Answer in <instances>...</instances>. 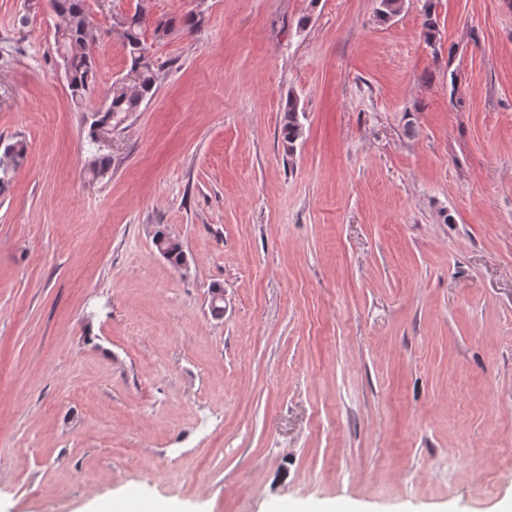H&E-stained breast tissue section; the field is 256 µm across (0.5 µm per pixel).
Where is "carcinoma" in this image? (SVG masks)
<instances>
[{"label":"carcinoma","instance_id":"1","mask_svg":"<svg viewBox=\"0 0 512 512\" xmlns=\"http://www.w3.org/2000/svg\"><path fill=\"white\" fill-rule=\"evenodd\" d=\"M55 11L64 19L60 39L56 48L63 49L69 58L68 84L73 98L83 101L93 92L94 55L92 42L84 9V0H54ZM124 47L130 59V72L134 80H119L112 83L105 93L106 106L92 109L87 118V143L91 154L90 171L95 177L105 175L112 165V154L106 151V145L99 141V129L106 126L112 130L121 127L129 116L139 111L141 104L154 93L156 76L147 55L143 35L152 30L158 39L170 36L176 31L190 33L196 26L195 16L187 15L153 18L144 10L138 9L121 22ZM438 34L437 19L432 13V6L424 10L423 36L427 44L432 45ZM304 117L297 102L290 98L284 109L281 135L288 147H293L302 136ZM27 150L22 140H17L4 147L0 153V184L8 180L11 171L16 169Z\"/></svg>","mask_w":512,"mask_h":512}]
</instances>
